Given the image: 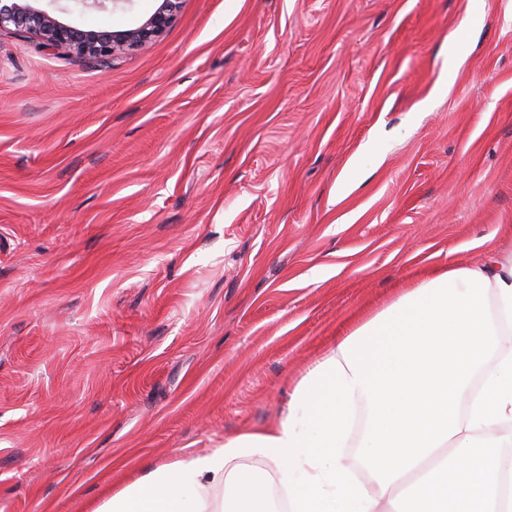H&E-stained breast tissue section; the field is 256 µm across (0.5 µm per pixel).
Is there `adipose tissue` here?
<instances>
[{
	"label": "adipose tissue",
	"instance_id": "adipose-tissue-1",
	"mask_svg": "<svg viewBox=\"0 0 512 512\" xmlns=\"http://www.w3.org/2000/svg\"><path fill=\"white\" fill-rule=\"evenodd\" d=\"M362 408L356 460L343 453ZM512 253L449 262L345 336L298 383L271 429L158 466L95 512H512ZM491 448L479 460L475 449ZM261 456L273 472L245 466ZM367 482L352 479L353 466ZM451 497L428 502L439 474ZM223 487L215 504L211 491Z\"/></svg>",
	"mask_w": 512,
	"mask_h": 512
}]
</instances>
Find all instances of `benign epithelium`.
Wrapping results in <instances>:
<instances>
[{
  "instance_id": "1",
  "label": "benign epithelium",
  "mask_w": 512,
  "mask_h": 512,
  "mask_svg": "<svg viewBox=\"0 0 512 512\" xmlns=\"http://www.w3.org/2000/svg\"><path fill=\"white\" fill-rule=\"evenodd\" d=\"M32 2L0 0V31L32 34L43 49L65 48L88 59L114 57L150 43L171 26L182 4V0H162L160 7L141 24L112 31L81 29L34 7Z\"/></svg>"
}]
</instances>
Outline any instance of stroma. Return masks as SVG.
<instances>
[{
    "instance_id": "1",
    "label": "stroma",
    "mask_w": 512,
    "mask_h": 512,
    "mask_svg": "<svg viewBox=\"0 0 512 512\" xmlns=\"http://www.w3.org/2000/svg\"><path fill=\"white\" fill-rule=\"evenodd\" d=\"M489 248L512 0H183L103 61L1 32L0 512H94L275 427L344 336Z\"/></svg>"
}]
</instances>
